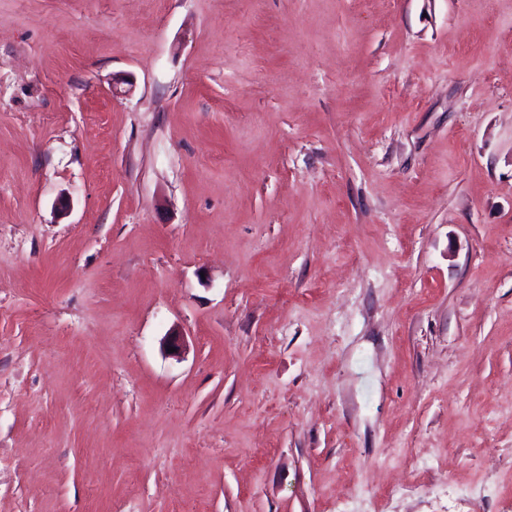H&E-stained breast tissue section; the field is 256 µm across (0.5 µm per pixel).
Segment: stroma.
<instances>
[{
    "label": "stroma",
    "mask_w": 512,
    "mask_h": 512,
    "mask_svg": "<svg viewBox=\"0 0 512 512\" xmlns=\"http://www.w3.org/2000/svg\"><path fill=\"white\" fill-rule=\"evenodd\" d=\"M201 505L512 512V0H0V512Z\"/></svg>",
    "instance_id": "35a3bbf8"
}]
</instances>
